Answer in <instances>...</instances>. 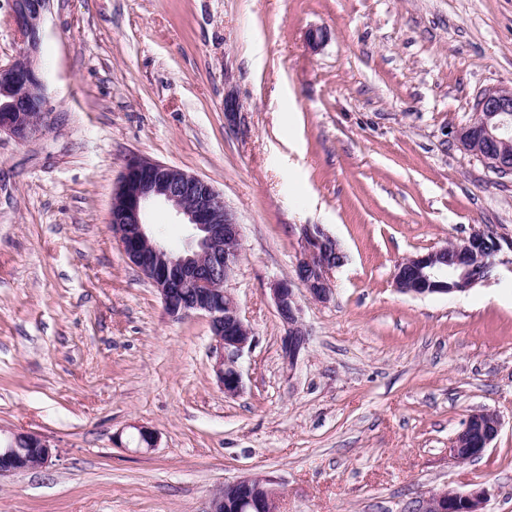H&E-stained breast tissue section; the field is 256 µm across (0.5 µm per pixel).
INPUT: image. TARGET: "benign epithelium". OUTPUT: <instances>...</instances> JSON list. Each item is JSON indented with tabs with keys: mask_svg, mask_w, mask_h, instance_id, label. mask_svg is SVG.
<instances>
[{
	"mask_svg": "<svg viewBox=\"0 0 512 512\" xmlns=\"http://www.w3.org/2000/svg\"><path fill=\"white\" fill-rule=\"evenodd\" d=\"M51 0H10L21 48L9 62H0V134L25 141L41 129L48 111L47 88L39 55L43 21ZM470 123L456 134L459 147L479 157L493 172L512 175V87H493L472 106ZM163 202L183 216L191 234L187 248L174 253L148 230L150 205ZM110 224L128 262L156 288L166 314L173 320L205 317L213 337L212 368L228 396L243 388L241 359L256 336L241 316L235 296L225 288L241 258L242 226L224 205V195L207 180L143 156L130 157L112 191ZM487 230L474 228L451 246L411 256L397 265L395 286L404 294H453L488 278L494 257L512 240L496 237L485 250ZM340 249L320 224H303L296 268L316 267L310 279H276L270 294L286 329L282 350L293 365L308 347L298 290L319 303L333 299L334 262L327 246ZM500 428L489 411L471 413L451 439L449 454L457 464L480 457ZM55 445L49 437L29 430L0 435V475L42 468L51 463ZM432 512H486L483 490L459 492L446 488L426 499ZM208 512H281L280 492L268 477L244 476L224 484L210 500Z\"/></svg>",
	"mask_w": 512,
	"mask_h": 512,
	"instance_id": "obj_1",
	"label": "benign epithelium"
}]
</instances>
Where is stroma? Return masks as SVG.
<instances>
[{"label":"stroma","mask_w":512,"mask_h":512,"mask_svg":"<svg viewBox=\"0 0 512 512\" xmlns=\"http://www.w3.org/2000/svg\"><path fill=\"white\" fill-rule=\"evenodd\" d=\"M40 64L46 130L0 136V427L57 454L0 477V512H207L255 474L282 512H419L446 487L512 512V250L460 294L394 282L472 229L512 239V176L454 138L512 85V0H51ZM134 154L210 181L242 226L238 396L206 318H169L112 235ZM304 224L347 261L333 301L302 299L291 366L269 288ZM476 410L499 433L456 464Z\"/></svg>","instance_id":"obj_1"}]
</instances>
